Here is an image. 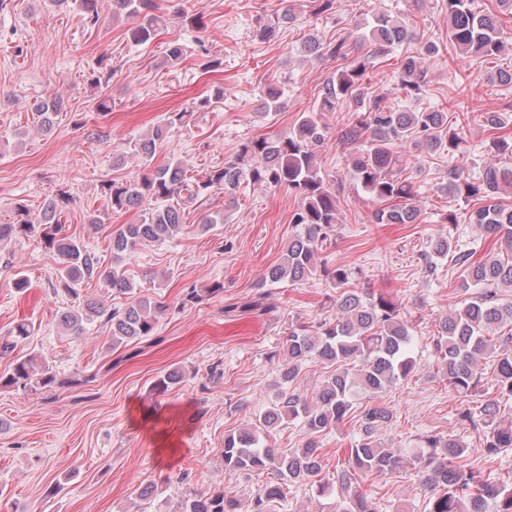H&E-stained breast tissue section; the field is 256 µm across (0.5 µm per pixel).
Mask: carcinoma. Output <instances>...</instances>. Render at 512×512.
I'll list each match as a JSON object with an SVG mask.
<instances>
[{"instance_id":"cac0c4a2","label":"carcinoma","mask_w":512,"mask_h":512,"mask_svg":"<svg viewBox=\"0 0 512 512\" xmlns=\"http://www.w3.org/2000/svg\"><path fill=\"white\" fill-rule=\"evenodd\" d=\"M54 2L65 7L76 3L88 27L100 21L98 0ZM444 2L448 40L461 56L489 58L508 48L501 37L499 15L512 14V0H496V14L476 10L475 0ZM112 8L134 20L130 39L138 45L153 42L166 25V13L157 0H112ZM414 39V31L404 23L380 12L374 16L369 50L363 55L359 46L344 37L328 43L312 37L308 44L310 54L343 62L324 85L320 110L333 112L344 102L354 107L343 139L357 145L352 159L357 182L382 204L373 212L376 224H414L419 217L414 185L399 172L403 152L414 149L451 158L467 149L464 128L469 112H457L450 121L444 110H400L369 83L373 58L394 44ZM438 53L439 47L430 42L423 45L420 55L401 60L398 88L405 95L422 94L426 85L424 61ZM222 66L218 59L204 63V73L212 76L213 96L201 99L200 107L224 98ZM282 107L280 90L267 86L263 114L279 112ZM58 109L55 103L42 102L32 113L33 122L40 130L51 131ZM193 116L194 112L187 110L171 112L165 122L153 126L134 143L133 154L143 166L140 177L103 181L102 190L112 212L141 211L138 223L122 224L112 232V268L103 276L112 292L126 296V300L111 306L99 299L85 300L82 308L61 314L63 330L69 336H84L99 323L109 330L112 348L154 335L169 306L138 294L121 261L145 243L178 238L186 228L183 212L187 206L212 189L232 200L243 182L284 188L300 199L290 217L296 233L288 240L280 261L267 269L265 279L272 284L296 283L319 274L336 290V313L313 325L291 329L273 383L274 400L247 427L224 437L220 451L224 469L264 473L268 480L245 504L229 487L207 491L189 488L178 512H276V506L288 504L290 489L296 486H307L313 498L328 501V512H379L378 504L362 490L366 478L374 472L399 469L409 460L428 494L425 512H512V482L461 468L457 460L467 452V445L457 436H427L424 446L411 453L387 445L381 432L393 413L390 407L374 401L359 412L361 437L344 449L342 468L332 477L323 473L316 439L352 420L354 396L359 392L379 394L413 376L416 363L411 355L410 323L390 293L355 287L348 268L321 258L323 244L336 235L338 198L336 189L321 176L318 154L326 135L314 116L302 117L284 138L250 139L242 145L238 158L200 177L188 175L175 161L153 166L157 146L166 141L170 129L187 124ZM481 118L488 134L486 148L500 163L488 166L477 178L451 166L438 191L477 203L469 223L476 226L482 239L493 240L498 248L478 259V250L457 246L449 235L433 241L430 256L449 259L460 271L464 290H474L462 306L438 320L433 351L448 385L457 393L467 396L485 380L493 382L495 397L462 418L482 430L484 457L507 463L512 458V421L500 418V406L512 400V299H504V289H512V206L503 204L499 194L512 188V127L501 112H484ZM71 203L72 197L61 191L46 199L35 217L0 224V245L38 237L39 244L59 259L53 291L77 297L79 281L94 277L98 260L69 233L65 214ZM222 223L224 211L218 209L205 215L196 228L208 233ZM33 331L30 322L18 321L7 335L0 336V356L13 355ZM309 361L332 371L308 397L298 392L293 382ZM488 363L493 366L489 378L485 374ZM181 377L183 371L179 369L167 372L154 382L153 389L165 393ZM65 384L67 381L52 366L34 355H13L7 369L0 372V389L47 390ZM290 420L302 422L307 440L301 447L278 450L261 445L260 438L270 436ZM158 496L154 486L137 488L135 512H162L153 507Z\"/></svg>"}]
</instances>
